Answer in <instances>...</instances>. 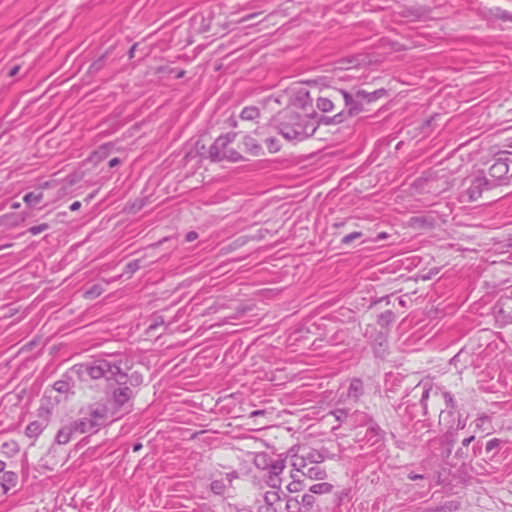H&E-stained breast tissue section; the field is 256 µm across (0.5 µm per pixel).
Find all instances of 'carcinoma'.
Segmentation results:
<instances>
[{"label": "carcinoma", "mask_w": 512, "mask_h": 512, "mask_svg": "<svg viewBox=\"0 0 512 512\" xmlns=\"http://www.w3.org/2000/svg\"><path fill=\"white\" fill-rule=\"evenodd\" d=\"M303 103L312 108L308 121L313 126L309 138L349 125L357 118L358 102L347 86H330L315 79ZM481 173L470 176V193L481 195L512 185V141L496 146L477 166ZM328 454L320 448H290L284 452L255 454L226 472L212 485L214 494L224 497L230 512H271L258 505V491L269 488L296 504L295 512H324L326 502L336 495V486L327 466ZM301 465L302 479L292 483L296 465Z\"/></svg>", "instance_id": "1"}]
</instances>
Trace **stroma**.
I'll return each instance as SVG.
<instances>
[{
	"mask_svg": "<svg viewBox=\"0 0 512 512\" xmlns=\"http://www.w3.org/2000/svg\"><path fill=\"white\" fill-rule=\"evenodd\" d=\"M372 94L258 161L241 104ZM512 0H0V439L76 364L118 418L29 449L0 512H224L255 453L321 448L325 512H512ZM488 168L474 175L476 171ZM512 185V141H506L496 146L474 169L470 176L469 191L474 195L496 188Z\"/></svg>",
	"mask_w": 512,
	"mask_h": 512,
	"instance_id": "stroma-1",
	"label": "stroma"
}]
</instances>
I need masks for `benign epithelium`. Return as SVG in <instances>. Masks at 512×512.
Returning <instances> with one entry per match:
<instances>
[{
	"label": "benign epithelium",
	"instance_id": "benign-epithelium-1",
	"mask_svg": "<svg viewBox=\"0 0 512 512\" xmlns=\"http://www.w3.org/2000/svg\"><path fill=\"white\" fill-rule=\"evenodd\" d=\"M297 81L264 96L261 101L241 105L224 122V147L228 153L258 159V153L301 138L311 127L301 119ZM127 377L112 367V361L91 358L57 378L41 397L23 432V442L8 440L10 448H32L43 439L51 448H65L119 417L126 405L122 394L132 393Z\"/></svg>",
	"mask_w": 512,
	"mask_h": 512
}]
</instances>
